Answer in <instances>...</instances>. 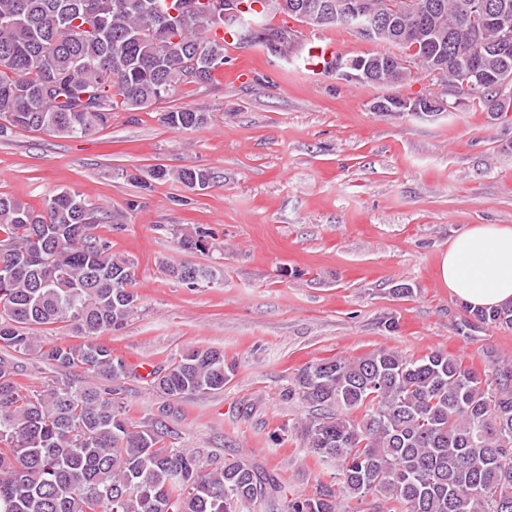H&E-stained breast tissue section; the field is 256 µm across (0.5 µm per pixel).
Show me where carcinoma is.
<instances>
[{
  "label": "carcinoma",
  "mask_w": 512,
  "mask_h": 512,
  "mask_svg": "<svg viewBox=\"0 0 512 512\" xmlns=\"http://www.w3.org/2000/svg\"><path fill=\"white\" fill-rule=\"evenodd\" d=\"M300 0H235L260 19L300 20ZM378 13L400 14L418 42L437 41L459 63L476 55L468 0H370ZM0 0V136L17 129L69 138L91 136L121 105L140 109L171 97L198 67L204 86L224 67V45L210 32L211 0ZM177 11L173 16L170 11ZM482 68L491 92L440 80L464 101L497 99L495 116L512 122V45L508 67L497 52ZM171 129L205 122L190 108L163 113ZM158 181L205 189L211 173L196 167L150 169ZM101 211L75 190H62L35 211L0 193V512H512V362L480 374L462 358L432 351L413 358L379 349L302 368L290 401L310 413L300 421L303 448L332 481L312 496L283 498L272 475L244 461L206 472L199 456L163 446L159 427L137 426L112 386L86 387L71 371L108 381L133 370L97 342L137 312L133 262L112 253L97 232ZM180 247L206 253L210 234L172 230ZM463 327L512 331V302L492 309L462 305ZM58 323L79 344H42L35 335ZM55 369L41 389L19 380L15 354ZM233 375L224 353L191 349L155 366L149 384L169 400L224 389Z\"/></svg>",
  "instance_id": "obj_1"
}]
</instances>
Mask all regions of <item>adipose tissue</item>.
<instances>
[{
	"label": "adipose tissue",
	"instance_id": "obj_1",
	"mask_svg": "<svg viewBox=\"0 0 512 512\" xmlns=\"http://www.w3.org/2000/svg\"><path fill=\"white\" fill-rule=\"evenodd\" d=\"M439 277L474 308L512 301V226L475 224L456 234L441 256Z\"/></svg>",
	"mask_w": 512,
	"mask_h": 512
}]
</instances>
